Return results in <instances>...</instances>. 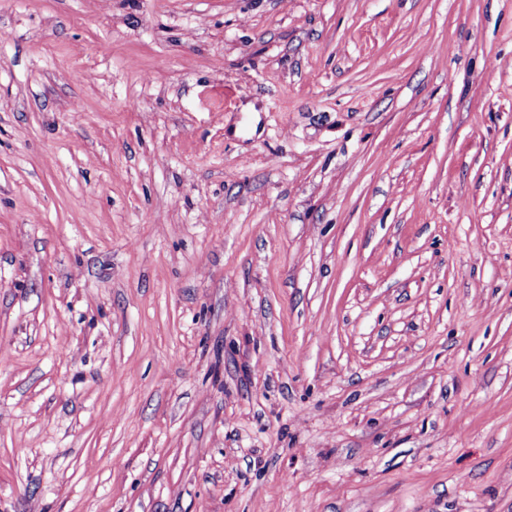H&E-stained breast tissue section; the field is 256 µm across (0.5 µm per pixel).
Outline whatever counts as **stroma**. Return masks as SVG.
Masks as SVG:
<instances>
[{
	"label": "stroma",
	"instance_id": "stroma-1",
	"mask_svg": "<svg viewBox=\"0 0 512 512\" xmlns=\"http://www.w3.org/2000/svg\"><path fill=\"white\" fill-rule=\"evenodd\" d=\"M0 512H512V0H0Z\"/></svg>",
	"mask_w": 512,
	"mask_h": 512
}]
</instances>
